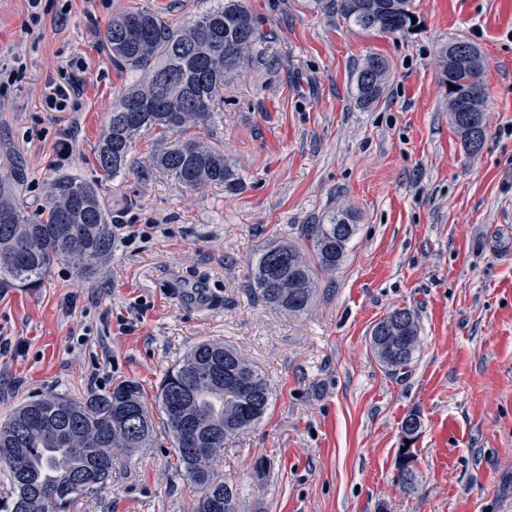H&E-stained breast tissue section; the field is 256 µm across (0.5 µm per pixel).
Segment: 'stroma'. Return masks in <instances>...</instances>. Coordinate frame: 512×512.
I'll list each match as a JSON object with an SVG mask.
<instances>
[{"instance_id":"obj_1","label":"stroma","mask_w":512,"mask_h":512,"mask_svg":"<svg viewBox=\"0 0 512 512\" xmlns=\"http://www.w3.org/2000/svg\"><path fill=\"white\" fill-rule=\"evenodd\" d=\"M248 3L264 61L225 86L200 131L243 178L228 195L158 168L103 180L95 160L128 83L105 60V24L133 7L179 21L208 0H70L64 23L57 0H42L36 28L26 0H0V66L27 63L0 94V173L23 170L32 206L57 172L99 180L116 234L101 273L83 278L61 260L40 288L0 293L10 341L0 421L33 397L84 399L125 380L157 416L166 372L194 344L221 341L273 391L264 419L214 464L216 480L239 490L236 512H512V0H413L418 26L405 36L347 25L332 0ZM454 38L484 59L487 134L474 155L449 120L440 74ZM371 53L386 59L388 80L364 109L353 76ZM73 79L70 109L46 110V88ZM65 137L72 152L61 160ZM345 206L357 233L310 310L293 317L259 302V250L284 239L309 252L303 225ZM400 308L416 315L421 345L397 379L372 355L370 332ZM411 412L422 427L407 443ZM405 447L411 491L396 481ZM200 495L161 431L71 512H196Z\"/></svg>"}]
</instances>
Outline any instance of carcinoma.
<instances>
[{
    "label": "carcinoma",
    "instance_id": "1",
    "mask_svg": "<svg viewBox=\"0 0 512 512\" xmlns=\"http://www.w3.org/2000/svg\"><path fill=\"white\" fill-rule=\"evenodd\" d=\"M214 5L173 23L136 9L112 18L100 39L112 67L134 78L112 105L95 151L99 171L114 177L133 166L131 144L143 132L181 134L178 144L155 154L153 166L190 189L213 184L235 193L240 174L224 163V151L194 129L207 124L224 78L261 59L260 21L245 0ZM345 23L365 31H413L412 0H334ZM483 59L473 44L454 40L444 51L441 76L448 112L464 149L474 154L468 113L484 110ZM388 64L367 55L356 71L357 102L370 108L383 95ZM23 174L0 175V290L35 289L53 264L69 261L92 273L111 255L112 212L96 181L69 172L47 184L43 203L27 210ZM357 230L350 208L307 224L312 259L295 246L266 245L255 257L251 288L264 303L293 315L308 311L318 290L317 273L339 269ZM371 351L393 376L407 373L420 347L419 324L394 327L393 339ZM271 391L265 376L235 349L221 343L195 345L161 381L156 401L172 438L177 464L202 495L197 512H235L237 489L216 481L212 463L232 439L266 414ZM154 427L138 383L127 381L103 394L76 400L48 394L18 408L0 424V469L10 478L9 512H66L83 494L112 475L118 448L131 455L153 445Z\"/></svg>",
    "mask_w": 512,
    "mask_h": 512
}]
</instances>
